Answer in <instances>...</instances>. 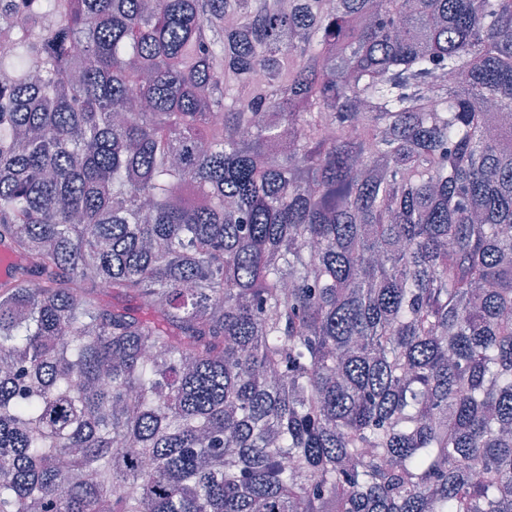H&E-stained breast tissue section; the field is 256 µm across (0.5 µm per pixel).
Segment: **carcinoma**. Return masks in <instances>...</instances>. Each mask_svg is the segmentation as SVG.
<instances>
[{"label": "carcinoma", "instance_id": "1", "mask_svg": "<svg viewBox=\"0 0 512 512\" xmlns=\"http://www.w3.org/2000/svg\"><path fill=\"white\" fill-rule=\"evenodd\" d=\"M498 120L512 0H0V512H512Z\"/></svg>", "mask_w": 512, "mask_h": 512}]
</instances>
